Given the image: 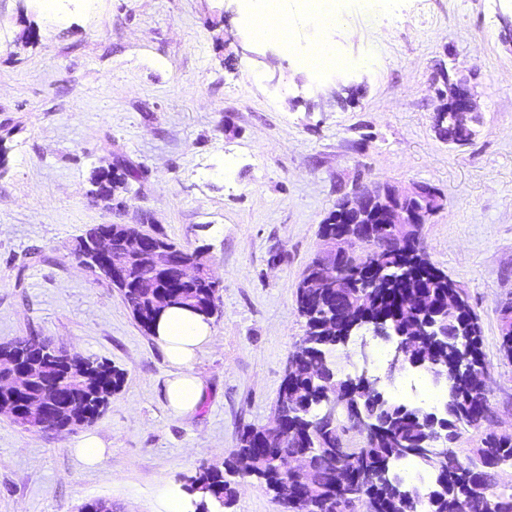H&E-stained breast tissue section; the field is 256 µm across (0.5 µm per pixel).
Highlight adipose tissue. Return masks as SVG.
<instances>
[{
  "label": "adipose tissue",
  "instance_id": "obj_1",
  "mask_svg": "<svg viewBox=\"0 0 512 512\" xmlns=\"http://www.w3.org/2000/svg\"><path fill=\"white\" fill-rule=\"evenodd\" d=\"M154 339L170 367L163 389L167 407L178 416L195 414L204 400L206 384L193 372L192 365L198 354L214 342L211 320L171 307L158 318Z\"/></svg>",
  "mask_w": 512,
  "mask_h": 512
}]
</instances>
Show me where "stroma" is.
Returning a JSON list of instances; mask_svg holds the SVG:
<instances>
[{
  "label": "stroma",
  "mask_w": 512,
  "mask_h": 512,
  "mask_svg": "<svg viewBox=\"0 0 512 512\" xmlns=\"http://www.w3.org/2000/svg\"><path fill=\"white\" fill-rule=\"evenodd\" d=\"M343 67L304 62L244 19L243 0H0V342L42 336L123 370L88 425L110 448L86 467L72 431L0 414V512H157L159 493L223 465L244 427L268 425L304 334L296 286L337 202L362 185L425 183L445 199L422 241L477 315L495 427L512 432V0H329ZM467 81L481 122L466 144L435 129L445 86ZM357 89L339 101L334 90ZM136 171L123 207L92 170ZM144 223L207 251L220 313L199 354L206 397L165 405L168 366L100 272L72 254L94 224ZM391 345L352 337L340 374L367 367L390 401L440 413L388 374Z\"/></svg>",
  "instance_id": "1"
}]
</instances>
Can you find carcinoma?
I'll return each mask as SVG.
<instances>
[{
  "instance_id": "obj_1",
  "label": "carcinoma",
  "mask_w": 512,
  "mask_h": 512,
  "mask_svg": "<svg viewBox=\"0 0 512 512\" xmlns=\"http://www.w3.org/2000/svg\"><path fill=\"white\" fill-rule=\"evenodd\" d=\"M473 133L471 126L446 123L439 136L461 145ZM131 177H136L132 171L96 170L90 181L95 186L105 182L113 192L128 187ZM136 228L135 224L112 225L113 242L137 238ZM152 240L196 266L197 277L191 281L181 279L176 265L163 272L149 265L139 266L131 280L116 286L135 320L150 333L159 314L169 306L215 316L216 285L205 251H189L162 235H154ZM370 247L377 264L399 266L403 274L384 277L374 288L360 289L358 309L351 316L336 313V294L330 288L312 284L311 268H306L296 289L297 311L305 323L304 339L297 342L292 352L293 369L282 378L275 402L288 435L279 447L267 448L264 429H244L224 468H205L184 486L194 496V512H223L232 507L238 478L257 481L281 507V512H336L334 490L336 476L341 472L365 490L370 496L369 503L379 512H512V492L494 491L497 478L493 474L487 476L485 493L466 495L469 482L484 474L483 462L487 458L512 460V433L483 429L488 398L470 384L473 371L487 369L477 317L456 283L430 261L421 241L401 244L393 225L381 224ZM450 294L457 296L458 307L448 313V341L417 335L434 301L446 300ZM356 319H381L389 331L402 333L414 349L425 348L433 360L425 364L428 371L448 367L454 384L444 403V417L448 419L447 455L419 457L416 450L421 444L422 425L413 412L405 410L402 403L377 406L374 393L356 381L349 385L345 403L339 409L340 424L352 428L356 426L355 417L372 412L380 420V427L364 438L363 446L348 449L343 459L336 460L335 428L320 424L318 415L336 385L343 381L331 356L345 345L350 325ZM33 342V338L22 336L0 344V367L38 361L39 357L32 353ZM501 348L512 359V316L501 319ZM124 379L123 370L76 353L71 364L43 362L36 379L22 389L0 386V399L11 403L13 410L21 411L30 400L47 394L71 406L73 418L58 422L49 417L44 421L45 427L72 430L91 422L100 406L121 388ZM468 428L482 432V436L462 454L456 450V444ZM296 458L317 477L315 486L305 496L300 490L299 471L292 466ZM409 462L419 464L433 478L447 481V492L419 503L405 494L397 482L386 478L385 473Z\"/></svg>"
}]
</instances>
